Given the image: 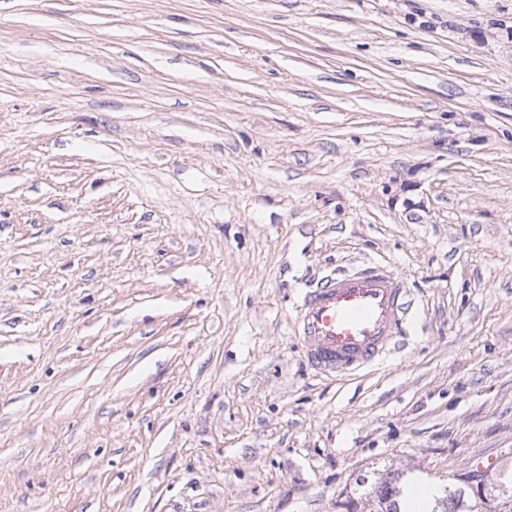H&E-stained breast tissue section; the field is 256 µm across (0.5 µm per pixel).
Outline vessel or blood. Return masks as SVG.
Returning <instances> with one entry per match:
<instances>
[{
  "label": "vessel or blood",
  "mask_w": 512,
  "mask_h": 512,
  "mask_svg": "<svg viewBox=\"0 0 512 512\" xmlns=\"http://www.w3.org/2000/svg\"><path fill=\"white\" fill-rule=\"evenodd\" d=\"M401 278L371 263L326 277L306 291L295 320L309 365L347 374L382 359L393 345L406 313Z\"/></svg>",
  "instance_id": "vessel-or-blood-1"
}]
</instances>
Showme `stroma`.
<instances>
[{
  "label": "stroma",
  "mask_w": 512,
  "mask_h": 512,
  "mask_svg": "<svg viewBox=\"0 0 512 512\" xmlns=\"http://www.w3.org/2000/svg\"><path fill=\"white\" fill-rule=\"evenodd\" d=\"M405 280L328 377L306 288ZM512 452V0H0V512H339ZM401 278L370 263L328 276L306 291L295 320L309 365L347 374L382 359L393 345L406 313ZM426 483L423 471L396 470L376 476L374 481L365 479L356 481V488L351 495L338 504L344 512H365V505L370 506L367 512H409L413 508L412 491L419 494L416 487Z\"/></svg>",
  "instance_id": "obj_1"
}]
</instances>
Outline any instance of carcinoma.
Segmentation results:
<instances>
[{
	"label": "carcinoma",
	"mask_w": 512,
	"mask_h": 512,
	"mask_svg": "<svg viewBox=\"0 0 512 512\" xmlns=\"http://www.w3.org/2000/svg\"><path fill=\"white\" fill-rule=\"evenodd\" d=\"M484 494L476 495L462 483L430 488L425 512H512V462L499 461L483 472ZM426 483L420 470H396L359 482L338 507L344 512H407L413 508L412 491Z\"/></svg>",
	"instance_id": "1"
}]
</instances>
